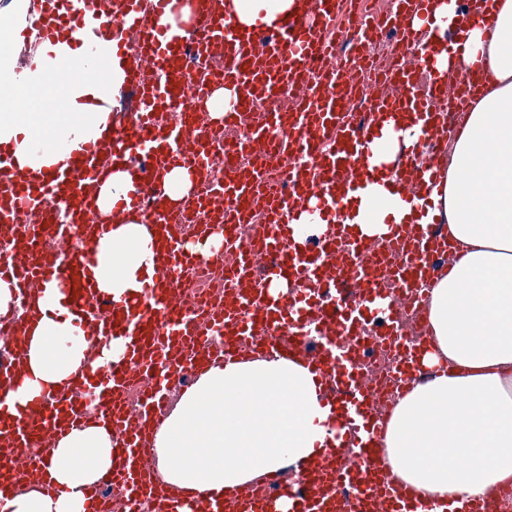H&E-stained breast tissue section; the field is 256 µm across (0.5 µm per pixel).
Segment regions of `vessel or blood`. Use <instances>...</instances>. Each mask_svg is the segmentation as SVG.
I'll return each instance as SVG.
<instances>
[{
    "label": "vessel or blood",
    "instance_id": "obj_1",
    "mask_svg": "<svg viewBox=\"0 0 512 512\" xmlns=\"http://www.w3.org/2000/svg\"><path fill=\"white\" fill-rule=\"evenodd\" d=\"M49 2L36 23L40 41L54 42L66 30L82 46L110 39L124 73L120 92L134 94L137 106L112 121L109 139L83 143L76 163L38 179L26 178L0 148V237L12 241L0 253V277L14 280L25 306L56 284L67 308L86 313L93 358L114 339L125 352L104 368L83 363L71 382L42 390L25 407L0 399V437L12 445L0 453V496L20 490L23 479L46 476L50 444L92 422L112 430V465L99 485L121 492L123 512H143L146 504L150 512H490L486 501L426 499L386 480L378 461L386 422L362 365L373 344H395L401 395L428 371V345L400 332L396 298L426 308L430 258L447 251L448 239L428 224H390L363 236L340 207L371 181L369 145L385 122L414 117L421 139L447 147L443 113L466 111L488 81L482 64L451 82L431 62L424 23L434 0H394L390 17L365 21L361 45L341 53L333 36L344 0H296L294 12L250 26L238 24L226 0H112L106 31L90 23L98 0ZM389 28L397 31L392 62L371 80L363 120L349 103L363 89L355 77L367 67L366 41ZM315 67L322 72L317 85L306 81ZM221 89L232 91L233 102L217 118L206 103ZM265 98L282 104L236 139L238 157L225 158L223 182L210 183L217 139L260 111ZM254 154L298 163L279 182L271 166L251 162ZM118 164L137 178L105 215L97 205L101 178ZM175 168L191 184L177 199L165 187ZM386 170L395 177L393 193L409 204L428 201L442 173L414 150L398 153ZM194 212L208 220L189 238L179 220ZM314 212L322 225L302 235L300 216ZM133 217L147 226L157 265L154 284L142 289L102 291L88 249L64 257L43 247L60 239L85 244ZM230 224L250 225L256 242L234 265L189 249V240ZM204 261L223 266L228 283L223 301L210 308L170 281ZM0 334L13 339L9 358L0 360V384L14 390L25 380L20 322ZM258 353L292 354L311 369L334 411L326 449L236 492L194 498L165 487L150 445L173 387L216 359L240 363ZM135 380L142 389L133 410L127 389Z\"/></svg>",
    "mask_w": 512,
    "mask_h": 512
}]
</instances>
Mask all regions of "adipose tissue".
<instances>
[{"label":"adipose tissue","instance_id":"1","mask_svg":"<svg viewBox=\"0 0 512 512\" xmlns=\"http://www.w3.org/2000/svg\"><path fill=\"white\" fill-rule=\"evenodd\" d=\"M463 6L435 0V65L460 75L478 61L489 81L448 140L450 161L425 218L446 225L456 242L453 261L429 289V359L439 370L400 400L382 441L395 478L440 500L474 498L512 477V0H496L488 23L473 27L464 42L446 45ZM31 10V0H11L13 24L0 28V145L10 148L20 169L37 173L107 134L106 113L84 123L74 109L87 97L112 100L121 69L112 63L111 42L85 51L67 37L40 44L20 64V33ZM107 67L109 81L100 76ZM388 195L386 182L371 183L350 200L349 223L369 232L389 219L414 218L401 201L372 211V203ZM89 249L99 288L121 294L154 277L145 225H114ZM34 310L29 375L24 388L7 394L20 404L45 385L62 386L87 348L75 328L81 312L62 308L55 285H47ZM329 416L313 374L298 360L216 362L156 433L158 468L167 484L189 495L237 488L319 454ZM112 448L111 429H74L49 461L59 492L16 493L0 503V512H83L85 492L112 464ZM455 455L467 456L469 465L453 468Z\"/></svg>","mask_w":512,"mask_h":512}]
</instances>
